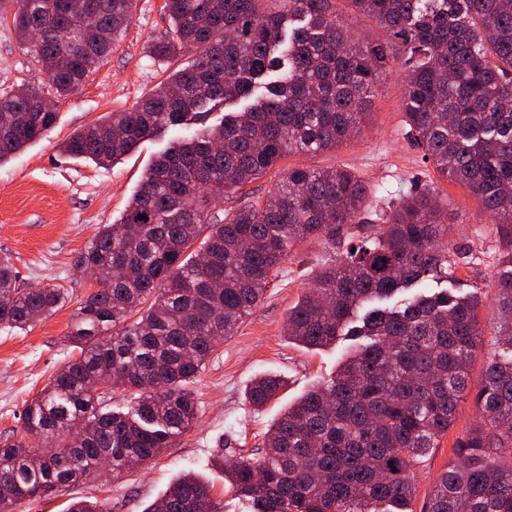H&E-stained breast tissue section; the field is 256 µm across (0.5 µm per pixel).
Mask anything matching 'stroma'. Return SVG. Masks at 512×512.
Masks as SVG:
<instances>
[{
  "label": "stroma",
  "instance_id": "obj_1",
  "mask_svg": "<svg viewBox=\"0 0 512 512\" xmlns=\"http://www.w3.org/2000/svg\"><path fill=\"white\" fill-rule=\"evenodd\" d=\"M168 28L164 0H135L133 18L111 54L78 91L55 99L54 128L0 163V254L11 257L21 287L57 284L69 291L66 305L33 328H0V441L19 429L26 402L49 383L69 353L64 338L71 315L95 290L89 275L75 266L78 255L100 225L118 223L150 164L172 139L215 125L223 115L217 109L198 117L196 123L146 140L107 167L61 152L65 139L108 113L131 108L191 61L188 52L166 60L148 56L149 43ZM24 84L47 86L45 70L38 56L18 42L11 19L0 18V92ZM403 92L401 75H389L374 93L368 125L359 137L324 153L291 154L278 162V170L308 166L355 172L369 188L365 221L342 225L335 238H311L296 245L261 302L235 336L220 341L194 381L198 414L192 429L175 447L121 480H113L110 470L104 469L96 479L49 499L19 502L15 512H64L69 499L80 496L107 503L110 512H144L188 471L212 485L224 512H246L245 503L234 498L224 479L225 451L259 459L271 425L289 403L335 373L349 346L344 340L333 347L309 349L292 342L284 330L289 309L325 266L345 255L372 226L382 225L408 192L427 189L446 203L453 243L471 257L452 285L466 292L480 287L485 301L479 326L484 335L494 332L499 322L496 284L502 257L512 248V234L491 222L479 198L440 176L424 158L406 124ZM264 373L281 375L287 385L257 411L245 392L251 380ZM478 419L473 398H466L447 435L415 474L413 512H423L437 476L457 457V440Z\"/></svg>",
  "mask_w": 512,
  "mask_h": 512
}]
</instances>
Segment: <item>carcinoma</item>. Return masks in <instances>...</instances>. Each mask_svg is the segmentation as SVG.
Wrapping results in <instances>:
<instances>
[{
	"instance_id": "obj_1",
	"label": "carcinoma",
	"mask_w": 512,
	"mask_h": 512,
	"mask_svg": "<svg viewBox=\"0 0 512 512\" xmlns=\"http://www.w3.org/2000/svg\"><path fill=\"white\" fill-rule=\"evenodd\" d=\"M389 35L361 41L335 0H165L171 33L149 46L167 59L195 52L132 109L76 132L64 153L107 166L141 142L217 106L220 123L176 139L156 158L118 224H104L76 265L97 290L72 314L67 361L25 404L16 441L0 443V504L48 496L98 473L118 480L191 429L190 385L218 342L262 300L298 241L361 224L368 188L351 170L292 167L271 194L218 219L228 193L289 153L334 150L367 125L371 98L405 58L403 107L437 172L479 197L512 234V0H348ZM18 40L39 56L55 95L77 90L132 19L134 0H0ZM99 34L87 36L84 17ZM57 112L20 86L0 95V162L46 135ZM430 192L407 196L379 231L320 271L288 312L286 335L307 348L354 341L338 370L267 432L256 462L225 477L249 512H411L422 457L453 425L474 387L479 422L437 478L426 512H512V251L497 285L502 324L482 376L468 366L483 342L475 290L435 292L467 255ZM210 229L204 239L203 228ZM61 285L22 288L0 255V326L25 330L63 308ZM281 377L254 379L256 409ZM121 388L126 410L108 394ZM32 448L31 466L20 449ZM66 512H106L74 498ZM145 512H224L195 474Z\"/></svg>"
}]
</instances>
